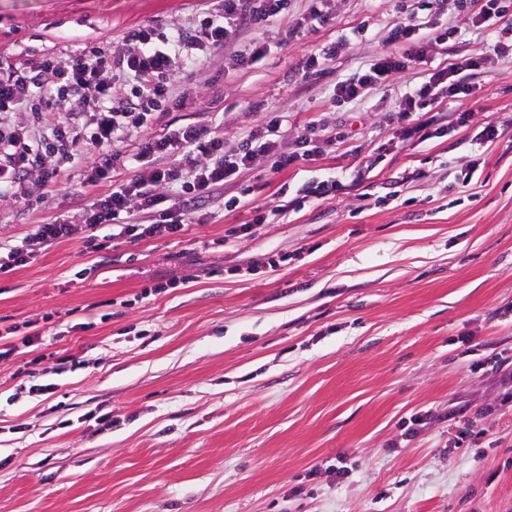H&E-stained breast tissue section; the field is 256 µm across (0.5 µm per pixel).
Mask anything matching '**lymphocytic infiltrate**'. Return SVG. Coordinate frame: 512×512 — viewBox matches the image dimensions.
Instances as JSON below:
<instances>
[{
	"label": "lymphocytic infiltrate",
	"instance_id": "obj_1",
	"mask_svg": "<svg viewBox=\"0 0 512 512\" xmlns=\"http://www.w3.org/2000/svg\"><path fill=\"white\" fill-rule=\"evenodd\" d=\"M193 29L162 31L147 26L129 32L119 54L100 48L86 49L62 59L44 56L36 60H0V115L34 107L39 112H63L66 122L47 135L30 126L0 124V190L13 196L35 182L45 186L61 182L64 165L79 155L82 146L97 149L98 156L86 167L84 187L109 184L107 193L95 196L73 220L35 225L17 245H0V275L27 265L54 245L83 236L91 250L111 248L114 237L139 240L175 236L183 232L200 206L236 179L241 170L264 161L270 175L302 169L345 140L341 131L309 123L296 137H289L281 115L265 113L260 125L232 150L206 128L187 125L151 135L157 113L182 107L169 87L184 71L208 64L204 49H223L249 24L287 22L289 32L304 24L321 26L330 19L331 0H310L306 18L288 17V0H220ZM474 29L486 33L488 42L469 57L441 67L434 65L437 45L447 41L450 29L438 23L443 0H418L416 11L401 12L392 24L384 46L370 63L334 89L339 102L364 98L370 90L385 86L410 70L422 79L401 97L387 122L397 143L420 145L448 134L437 113L445 99L473 96L474 75H492L502 59L512 57V0H457ZM131 80L129 91L118 92L120 77ZM163 156L167 165L155 164ZM131 163L130 177L116 181L117 163ZM180 184L181 197L162 207V189ZM356 182L349 177L312 178L277 190L281 202L275 209L250 206L251 223L241 225L244 234L267 223L271 212H300L318 200L349 193ZM154 211L152 223H139L143 211ZM115 226L116 236H97L102 226Z\"/></svg>",
	"mask_w": 512,
	"mask_h": 512
}]
</instances>
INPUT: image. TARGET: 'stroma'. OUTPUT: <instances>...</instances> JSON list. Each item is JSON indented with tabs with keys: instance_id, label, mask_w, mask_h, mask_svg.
Returning <instances> with one entry per match:
<instances>
[{
	"instance_id": "1",
	"label": "stroma",
	"mask_w": 512,
	"mask_h": 512,
	"mask_svg": "<svg viewBox=\"0 0 512 512\" xmlns=\"http://www.w3.org/2000/svg\"><path fill=\"white\" fill-rule=\"evenodd\" d=\"M215 2L0 0V57L118 52L128 32L195 27ZM331 7L294 38L284 22L239 34L174 82L187 101L152 131L203 126L230 150L265 112L292 133L321 118L347 139L316 168H368L367 200H325L247 237L248 208L211 202L180 238L100 252L65 240L0 277V512H512V373L488 364L512 352V62L482 79L467 127L390 150L385 116L415 75L362 103L333 88L382 47L395 0ZM441 22L456 34L436 62L481 47L454 0ZM343 36L304 75L305 54ZM257 40L270 52L237 66ZM489 122L500 135L458 187ZM416 167L424 177L387 197ZM68 170L0 201V243L87 204L81 160ZM295 179L260 162L226 192L264 199ZM67 355L80 365L61 370ZM33 374L51 391L30 393ZM464 405L475 434L458 448L462 424L442 415ZM96 407L111 425L88 418ZM428 411L440 421L411 431ZM339 464L345 477L328 471Z\"/></svg>"
}]
</instances>
